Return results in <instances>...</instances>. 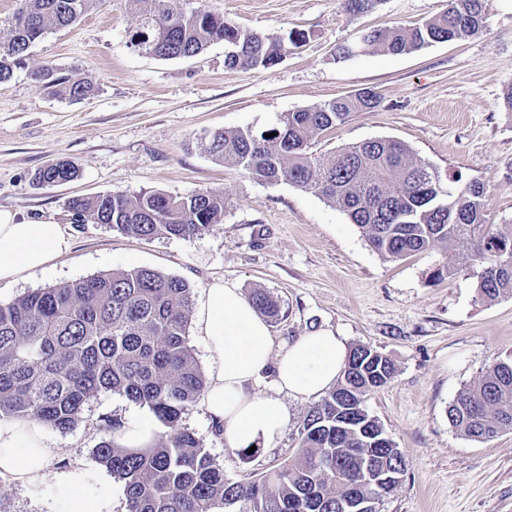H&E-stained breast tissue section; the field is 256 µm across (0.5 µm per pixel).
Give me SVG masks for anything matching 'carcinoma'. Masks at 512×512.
<instances>
[{
  "label": "carcinoma",
  "instance_id": "1",
  "mask_svg": "<svg viewBox=\"0 0 512 512\" xmlns=\"http://www.w3.org/2000/svg\"><path fill=\"white\" fill-rule=\"evenodd\" d=\"M8 38L0 40V83L10 80L30 47L51 29L76 23L93 0H18ZM381 0H341L349 13L373 9ZM139 49L162 59L199 55L213 42L227 46L224 64L269 69L286 52L284 39L248 33L205 8L189 11L173 0H151ZM484 0H448L443 14L415 26H393L367 36L368 49L408 54L425 45L483 32ZM48 89L62 78L51 66L32 72ZM71 97L93 91L68 79ZM372 90L289 112L278 126L216 132L203 150L226 167L266 183L288 182L339 206L381 256L398 260L461 244L484 263L477 291L484 301L512 297V224H490L483 188L454 177L448 189L432 187L434 169L414 160L406 145L373 139L323 157L309 153L321 135L354 112H372ZM275 136H270V133ZM269 137H264V134ZM77 168L60 160L36 174L38 182L64 183ZM83 222L105 224L137 238L193 237L224 221V196L207 191L173 197L159 191L103 194L70 203ZM251 301L263 315L279 317L280 305L257 290ZM189 284L147 267L94 275L31 292L0 305V420H37L66 432L85 405L112 392L146 407L165 432L143 449L120 448L112 434L121 423L104 420L94 448L98 462L122 482L126 512H336V494L381 498L382 486L366 483L363 468L407 464L371 416L366 401L385 387L396 369L375 349L357 345L343 374L309 412L297 450L277 468L252 480L231 481L181 422L205 389L189 342ZM448 422L464 436L488 441L512 430V359L496 360L448 405Z\"/></svg>",
  "mask_w": 512,
  "mask_h": 512
}]
</instances>
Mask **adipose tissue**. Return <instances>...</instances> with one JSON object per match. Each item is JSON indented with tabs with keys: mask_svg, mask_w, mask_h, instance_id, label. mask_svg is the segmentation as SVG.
Wrapping results in <instances>:
<instances>
[{
	"mask_svg": "<svg viewBox=\"0 0 512 512\" xmlns=\"http://www.w3.org/2000/svg\"><path fill=\"white\" fill-rule=\"evenodd\" d=\"M70 237L64 225L16 221L0 211V284L44 267L65 255ZM199 336L215 357L201 397L226 448L244 450L279 437L289 421L287 398L311 400L340 380L348 357L342 336L322 329L275 348L269 326L239 288L213 281L197 313ZM273 374L276 394L260 390ZM35 420L0 424V479L54 491L44 512H113L112 480L74 461Z\"/></svg>",
	"mask_w": 512,
	"mask_h": 512,
	"instance_id": "1",
	"label": "adipose tissue"
}]
</instances>
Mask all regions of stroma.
<instances>
[{
    "mask_svg": "<svg viewBox=\"0 0 512 512\" xmlns=\"http://www.w3.org/2000/svg\"><path fill=\"white\" fill-rule=\"evenodd\" d=\"M203 7L263 36L300 33L266 70L229 68L223 43L185 59H161L132 46L143 11L132 0H95L74 25L50 30L29 50L24 68L0 84V210L16 220L65 225L69 253L45 269L0 286V304L29 292L98 273L149 267L184 279L200 304L217 278L244 294L261 289L280 304L269 327L275 344L329 329L347 346L369 345L396 367L367 409L407 461L400 484L379 512H512V431L478 442L448 423V406L494 359L512 357V297L480 299V261L462 247L389 260L371 248L337 206L286 182L265 183L224 167L201 147L217 131L277 125L289 112L370 89L371 112L354 113L320 137L323 156L379 138L408 146L441 178L461 175L484 188L489 223L512 224V0H485L481 34L433 43L403 55L338 57L342 44L368 31L413 25L448 8V0H383L370 12H346L339 0H178ZM50 64L94 88L74 100L36 87L31 74ZM71 161L78 177L40 184L35 173ZM159 191L224 195L223 224L187 238L136 239L106 225L80 223L75 197ZM463 272L434 280L443 263ZM289 422L250 458L225 448L202 406L182 425L224 476H258L292 456L311 401L288 399ZM138 406L109 392L85 406L78 425L51 436L69 460L97 468L93 454L104 417Z\"/></svg>",
    "mask_w": 512,
    "mask_h": 512,
    "instance_id": "stroma-1",
    "label": "stroma"
}]
</instances>
